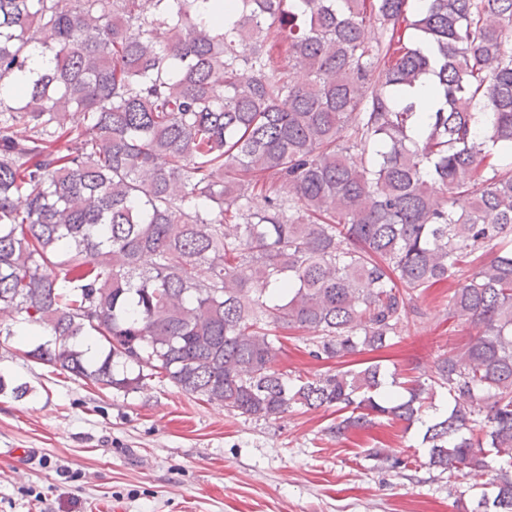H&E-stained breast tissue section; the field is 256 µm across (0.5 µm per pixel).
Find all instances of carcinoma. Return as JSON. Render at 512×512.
Returning <instances> with one entry per match:
<instances>
[{"instance_id":"obj_1","label":"carcinoma","mask_w":512,"mask_h":512,"mask_svg":"<svg viewBox=\"0 0 512 512\" xmlns=\"http://www.w3.org/2000/svg\"><path fill=\"white\" fill-rule=\"evenodd\" d=\"M425 2L0 0V334L41 329L27 354L100 390L334 407L338 440L385 419L443 472L512 464V0ZM454 279L477 334L431 374L344 368ZM287 331L336 371L278 369ZM490 486L478 512H512Z\"/></svg>"}]
</instances>
